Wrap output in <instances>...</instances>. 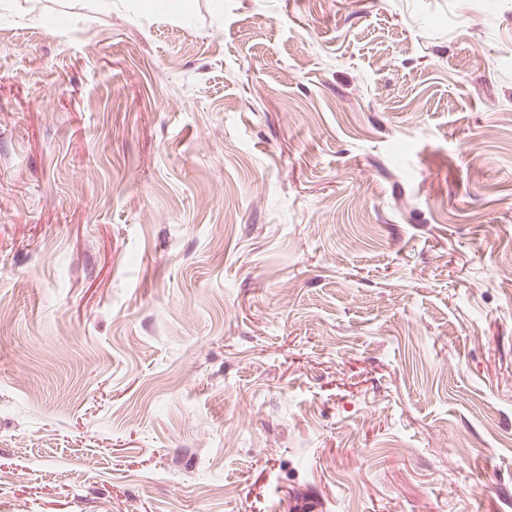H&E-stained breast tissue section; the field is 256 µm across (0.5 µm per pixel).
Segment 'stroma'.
<instances>
[{"mask_svg": "<svg viewBox=\"0 0 512 512\" xmlns=\"http://www.w3.org/2000/svg\"><path fill=\"white\" fill-rule=\"evenodd\" d=\"M0 7V512H512V0Z\"/></svg>", "mask_w": 512, "mask_h": 512, "instance_id": "stroma-1", "label": "stroma"}]
</instances>
